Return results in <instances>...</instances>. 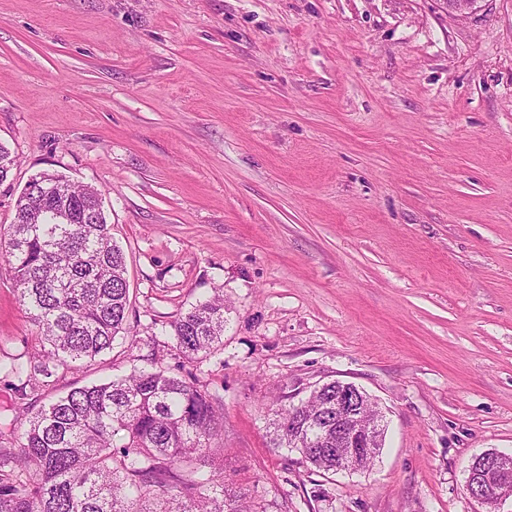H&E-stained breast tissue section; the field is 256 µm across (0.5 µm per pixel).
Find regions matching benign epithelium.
Masks as SVG:
<instances>
[{
  "mask_svg": "<svg viewBox=\"0 0 512 512\" xmlns=\"http://www.w3.org/2000/svg\"><path fill=\"white\" fill-rule=\"evenodd\" d=\"M363 399V390L352 383L336 381V396L326 398L323 407L321 437L316 441H302L303 434L312 421L299 416L292 420V426L297 433L296 443H305L312 448L320 445V452L336 458V464H343L351 469L358 468L364 456L378 453L383 429V415L380 412L376 413L369 424H362L359 409ZM507 482L512 483L511 452H484L479 458L477 468L467 472L466 476V485L472 497L480 500L491 497V512H498L499 499L493 497L494 490L498 485Z\"/></svg>",
  "mask_w": 512,
  "mask_h": 512,
  "instance_id": "1",
  "label": "benign epithelium"
}]
</instances>
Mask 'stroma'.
<instances>
[{
    "mask_svg": "<svg viewBox=\"0 0 512 512\" xmlns=\"http://www.w3.org/2000/svg\"><path fill=\"white\" fill-rule=\"evenodd\" d=\"M0 227L42 173L97 189L127 324L43 400L157 364L224 408L212 460L266 512H485L512 451V0H0ZM224 294V348L162 335ZM36 328L0 253V359ZM339 380L385 415L332 474L274 447ZM474 459V458H473ZM473 459L466 467V491L473 498L484 499L490 496L492 502L491 512H498L497 505L501 499L494 496V490L500 484L512 483V453L497 450H488L481 454L479 465L474 471H468Z\"/></svg>",
    "mask_w": 512,
    "mask_h": 512,
    "instance_id": "1",
    "label": "stroma"
}]
</instances>
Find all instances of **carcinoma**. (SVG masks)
Here are the masks:
<instances>
[{"mask_svg":"<svg viewBox=\"0 0 512 512\" xmlns=\"http://www.w3.org/2000/svg\"><path fill=\"white\" fill-rule=\"evenodd\" d=\"M4 247L20 302L38 328L26 361L0 362L16 388L38 393L59 368L79 371L127 331L125 258L98 192L65 181L27 183ZM175 349L203 360L224 346V300L169 324ZM291 406L276 411L274 445L318 469L331 466L288 439ZM223 408L196 381L161 367L73 387L0 421V512H247L248 493L204 469Z\"/></svg>","mask_w":512,"mask_h":512,"instance_id":"1","label":"carcinoma"}]
</instances>
